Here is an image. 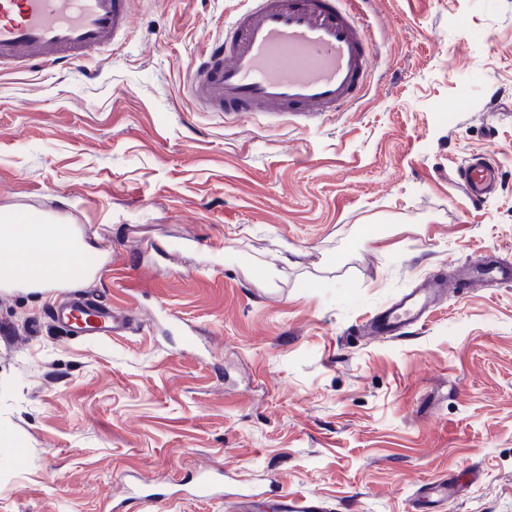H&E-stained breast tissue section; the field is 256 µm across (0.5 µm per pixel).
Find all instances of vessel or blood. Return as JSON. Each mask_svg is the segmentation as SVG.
<instances>
[{
	"label": "vessel or blood",
	"instance_id": "1",
	"mask_svg": "<svg viewBox=\"0 0 512 512\" xmlns=\"http://www.w3.org/2000/svg\"><path fill=\"white\" fill-rule=\"evenodd\" d=\"M133 0H0V67L16 70L87 61L111 50L132 28ZM370 0H249L224 34L211 38L190 64L185 93L204 111L226 118L247 113L296 117L310 122L344 111L360 99L373 69L375 48L367 34L364 5ZM472 198L499 190L500 170L491 154L472 158L459 175ZM469 283L512 280V265L480 259L462 269ZM446 288L424 283L374 314L369 330L398 336L420 322ZM53 326L72 336H120L130 332L129 309L88 295H65L50 308ZM456 481L432 484L424 502L446 503ZM279 512H322L312 495L289 493Z\"/></svg>",
	"mask_w": 512,
	"mask_h": 512
}]
</instances>
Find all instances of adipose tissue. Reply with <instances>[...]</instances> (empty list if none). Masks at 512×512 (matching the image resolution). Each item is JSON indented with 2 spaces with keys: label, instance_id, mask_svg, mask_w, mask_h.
<instances>
[{
  "label": "adipose tissue",
  "instance_id": "ef3b65f1",
  "mask_svg": "<svg viewBox=\"0 0 512 512\" xmlns=\"http://www.w3.org/2000/svg\"><path fill=\"white\" fill-rule=\"evenodd\" d=\"M9 253L0 273L10 284L46 288L57 282L77 286L94 278L106 261L96 241L71 225L31 213L0 210V251Z\"/></svg>",
  "mask_w": 512,
  "mask_h": 512
}]
</instances>
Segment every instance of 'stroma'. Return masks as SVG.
Segmentation results:
<instances>
[{"instance_id": "obj_1", "label": "stroma", "mask_w": 512, "mask_h": 512, "mask_svg": "<svg viewBox=\"0 0 512 512\" xmlns=\"http://www.w3.org/2000/svg\"><path fill=\"white\" fill-rule=\"evenodd\" d=\"M246 0H136L111 51L0 71V208L95 239L83 292L134 330L59 333L0 288V512H512V284L450 290L406 337L366 323L467 261L512 262V0H377L369 91L296 125L183 94ZM493 153L474 200L458 167ZM380 232L374 242L367 229ZM230 469L223 495L189 490ZM458 183L471 198L496 193L502 180L491 153H480L472 158L459 174ZM459 490H460L459 484L456 481H453L452 479L434 483L430 487L427 488V491H426L427 496H422L421 498L414 499L412 507H411L412 511H410V512H425V511H417L424 504L437 503V502L440 504H443L448 501H451L456 497L457 492H459ZM279 512H322L320 502L310 494L288 493L277 503Z\"/></svg>"}]
</instances>
